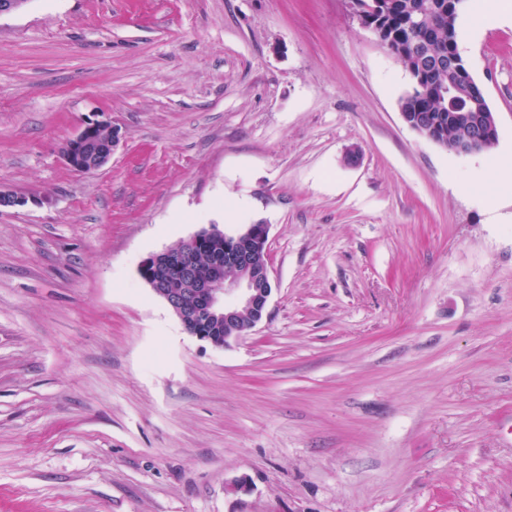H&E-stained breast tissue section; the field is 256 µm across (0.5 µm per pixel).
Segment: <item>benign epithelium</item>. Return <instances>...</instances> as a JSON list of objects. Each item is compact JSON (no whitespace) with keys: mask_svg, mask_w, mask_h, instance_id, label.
<instances>
[{"mask_svg":"<svg viewBox=\"0 0 512 512\" xmlns=\"http://www.w3.org/2000/svg\"><path fill=\"white\" fill-rule=\"evenodd\" d=\"M357 14L379 42L388 45L385 28L377 19L378 2L360 0ZM469 129L456 152L470 154L492 147L497 124L486 125L479 115L457 118ZM121 138L120 129L107 122H89L66 146L64 158L73 170L92 173L105 166ZM269 227L248 224L233 235L203 228L187 240L147 257L139 274L161 298L188 335L222 347L255 327L266 314L272 293L268 255ZM224 335L215 336V328Z\"/></svg>","mask_w":512,"mask_h":512,"instance_id":"obj_1","label":"benign epithelium"}]
</instances>
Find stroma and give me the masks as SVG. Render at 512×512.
Here are the masks:
<instances>
[{
    "label": "stroma",
    "mask_w": 512,
    "mask_h": 512,
    "mask_svg": "<svg viewBox=\"0 0 512 512\" xmlns=\"http://www.w3.org/2000/svg\"><path fill=\"white\" fill-rule=\"evenodd\" d=\"M498 139L408 126L352 0H30L0 16V512H512V23L466 0ZM122 137L93 173L64 147ZM269 227L215 347L138 268ZM106 130L108 138L100 134ZM121 138L120 129L107 122L86 123L66 146L64 158L73 170L92 173L105 166L112 156L114 147Z\"/></svg>",
    "instance_id": "obj_1"
}]
</instances>
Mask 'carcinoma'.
Segmentation results:
<instances>
[{
    "label": "carcinoma",
    "mask_w": 512,
    "mask_h": 512,
    "mask_svg": "<svg viewBox=\"0 0 512 512\" xmlns=\"http://www.w3.org/2000/svg\"><path fill=\"white\" fill-rule=\"evenodd\" d=\"M393 32L389 50L410 70L423 63L430 71L425 82L412 85L401 99V111L410 121L428 118L437 124L442 147L450 152L460 137L454 116L461 112H484L493 116L485 95L475 80L468 81V92L441 98L438 88L448 83L452 63L462 59L457 41V21L465 0H382ZM417 16L421 27L409 25Z\"/></svg>",
    "instance_id": "carcinoma-1"
}]
</instances>
